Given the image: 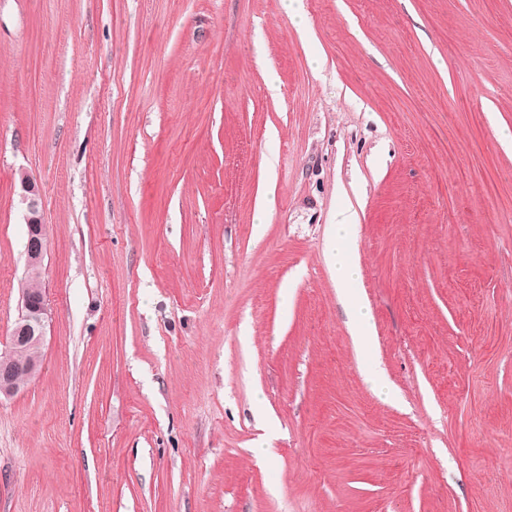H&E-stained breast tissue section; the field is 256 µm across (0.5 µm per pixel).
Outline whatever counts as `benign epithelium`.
Here are the masks:
<instances>
[{"mask_svg":"<svg viewBox=\"0 0 512 512\" xmlns=\"http://www.w3.org/2000/svg\"><path fill=\"white\" fill-rule=\"evenodd\" d=\"M19 185L27 230L25 275L29 279L39 280L42 277L48 246L46 225L43 224L40 214V193L36 183L24 172L21 173ZM51 320L52 312L44 290L20 294L18 317L14 323L9 348L0 354V397L15 396L38 373V363L18 364L12 355L32 346H44Z\"/></svg>","mask_w":512,"mask_h":512,"instance_id":"benign-epithelium-1","label":"benign epithelium"}]
</instances>
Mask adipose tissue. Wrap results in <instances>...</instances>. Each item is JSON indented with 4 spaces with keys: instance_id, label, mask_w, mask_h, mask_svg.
I'll use <instances>...</instances> for the list:
<instances>
[{
    "instance_id": "ef3b65f1",
    "label": "adipose tissue",
    "mask_w": 512,
    "mask_h": 512,
    "mask_svg": "<svg viewBox=\"0 0 512 512\" xmlns=\"http://www.w3.org/2000/svg\"><path fill=\"white\" fill-rule=\"evenodd\" d=\"M356 225L352 214L341 211L328 234V261L336 278L339 300L349 315L351 337L361 356H369L375 347V329L371 314L354 287L358 269L351 244Z\"/></svg>"
}]
</instances>
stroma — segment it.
<instances>
[{"label":"stroma","mask_w":512,"mask_h":512,"mask_svg":"<svg viewBox=\"0 0 512 512\" xmlns=\"http://www.w3.org/2000/svg\"><path fill=\"white\" fill-rule=\"evenodd\" d=\"M303 4L0 0V352L23 172L53 313L0 512H512V0ZM356 226L347 210L338 213L335 224H329L328 261L335 274L338 298L349 315L353 342L359 354L367 357L374 351L375 329L369 309L353 288L358 269L349 243L354 241Z\"/></svg>","instance_id":"35a3bbf8"}]
</instances>
